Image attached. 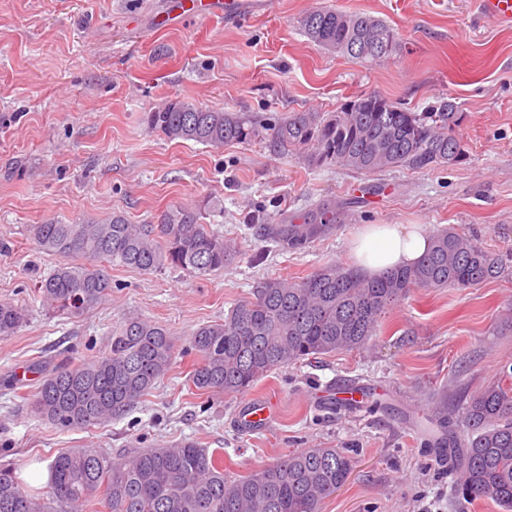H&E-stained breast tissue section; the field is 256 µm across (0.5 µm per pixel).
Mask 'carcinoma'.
Returning a JSON list of instances; mask_svg holds the SVG:
<instances>
[{
    "instance_id": "obj_1",
    "label": "carcinoma",
    "mask_w": 512,
    "mask_h": 512,
    "mask_svg": "<svg viewBox=\"0 0 512 512\" xmlns=\"http://www.w3.org/2000/svg\"><path fill=\"white\" fill-rule=\"evenodd\" d=\"M300 30L329 53L381 62L401 47L385 20L337 9H313ZM462 113L453 99L413 112L375 93L353 97L336 112H293L264 122L241 112L212 110L170 100L144 115L147 127L170 141L221 149L267 139L275 150L315 167L336 165L365 174L396 168L448 167L466 154L457 132ZM345 200L326 199L293 211L275 224L261 218L259 235L281 249L300 251L331 234L349 211ZM201 209L179 206L155 224H132L123 215L71 224L30 225L35 245L66 262L41 281L47 311L76 317L108 301L112 279L105 264L153 273L176 268L196 277L224 270L239 256L232 239L201 222ZM512 276V259L453 226L438 230L413 266L366 279L329 263L301 281L266 278L255 297L222 320L192 334L197 357L190 383L211 395H238L268 373L303 359L364 347L382 314L416 288H473ZM27 308L0 300V336L26 322ZM176 339L166 327L128 317L102 353L80 363L41 371L32 406L41 419L86 429L137 406L170 370ZM512 371L469 396L462 425L468 436L455 457L457 488L472 500L490 498L512 512ZM338 448L290 452L275 463L230 480L215 450L190 441L135 448L116 458L91 450L60 451L45 490L32 491L11 465H0V512H68L100 505L102 512H321L324 501L350 474Z\"/></svg>"
}]
</instances>
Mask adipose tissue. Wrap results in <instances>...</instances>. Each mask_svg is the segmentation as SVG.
Returning <instances> with one entry per match:
<instances>
[{
    "label": "adipose tissue",
    "mask_w": 512,
    "mask_h": 512,
    "mask_svg": "<svg viewBox=\"0 0 512 512\" xmlns=\"http://www.w3.org/2000/svg\"><path fill=\"white\" fill-rule=\"evenodd\" d=\"M430 242L422 224H367L350 239L347 256L353 269L371 279L413 265Z\"/></svg>",
    "instance_id": "obj_1"
}]
</instances>
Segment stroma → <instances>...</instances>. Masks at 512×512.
Wrapping results in <instances>:
<instances>
[{
    "label": "stroma",
    "instance_id": "35a3bbf8",
    "mask_svg": "<svg viewBox=\"0 0 512 512\" xmlns=\"http://www.w3.org/2000/svg\"><path fill=\"white\" fill-rule=\"evenodd\" d=\"M168 4L0 0V299L30 309L26 325L0 337V464L26 481L64 448L115 456L187 440L220 449L234 480L292 450L339 448L351 472L323 512H501L493 500L457 494L430 403L447 393L448 432L465 436L464 395L512 367L510 279L412 290L363 350L289 364L243 396L198 394L189 381L196 358L179 354L125 415L62 429L12 387L34 361L51 366L66 354L79 363L103 352L130 316L166 326L186 347L198 327L250 299L258 281H300L323 264L347 263L346 244L365 224L451 225L512 251V27L481 18L477 0H268L236 21L157 25L156 11ZM324 6L385 20L400 51L373 64L324 51L298 27L303 13ZM365 92L419 113L454 98L466 158L365 176L280 157L265 140L221 149L171 141L143 120L177 98L276 118L333 112ZM379 184L384 194L352 207L331 235L301 251L259 240L247 226L257 212L275 218ZM180 205L201 206L202 222L236 241L238 259L203 279L109 266L110 299L77 318L35 301L60 258L38 249L30 225L115 213L146 224ZM357 385L370 391L363 410L332 405ZM247 399L276 402L264 430L240 428Z\"/></svg>",
    "mask_w": 512,
    "mask_h": 512
}]
</instances>
